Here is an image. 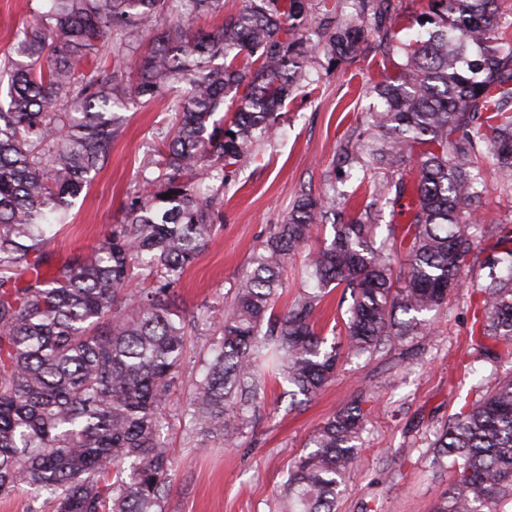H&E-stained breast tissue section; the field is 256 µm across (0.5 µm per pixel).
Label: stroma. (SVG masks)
I'll return each mask as SVG.
<instances>
[{"label": "stroma", "mask_w": 512, "mask_h": 512, "mask_svg": "<svg viewBox=\"0 0 512 512\" xmlns=\"http://www.w3.org/2000/svg\"><path fill=\"white\" fill-rule=\"evenodd\" d=\"M44 8L45 0H0V65L12 53L16 28ZM391 66L375 51L352 62L317 55L284 109L278 136L261 144L226 184L211 240L174 289V304L184 315L220 320L253 247L284 222L299 193L321 194L330 179L363 201L356 191L363 173L340 164L338 146L372 110L373 87ZM169 98L161 93L128 112L107 164L48 246L55 267L89 251L123 221L145 160L169 131ZM468 306V292H460L434 313L431 335L384 354L343 359L334 378L303 407L289 409L281 388L269 386L260 411L247 412L236 446L192 447L178 420H171L174 475L165 512H277L285 475L310 436L357 398L367 429L336 512H432L450 477L432 473L425 448L464 398H478L480 389L512 372V358L476 362Z\"/></svg>", "instance_id": "1"}]
</instances>
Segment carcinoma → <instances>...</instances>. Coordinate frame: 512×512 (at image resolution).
<instances>
[{
    "instance_id": "carcinoma-1",
    "label": "carcinoma",
    "mask_w": 512,
    "mask_h": 512,
    "mask_svg": "<svg viewBox=\"0 0 512 512\" xmlns=\"http://www.w3.org/2000/svg\"><path fill=\"white\" fill-rule=\"evenodd\" d=\"M15 38L0 99V496L22 486L49 494L51 512H164L172 481L163 437L176 403L187 444H237L267 386L288 384L291 407L335 375L346 354L379 353L427 336L425 314L472 289L478 358L512 357V219L484 220L483 164L512 191V44L499 36L502 0H425L414 21L426 34L395 36L392 0H353L354 13L318 0L324 25L303 24L313 0H244L207 32L188 20L224 11V0H46ZM138 78L107 63L138 50ZM397 57L377 83L380 106L340 157L403 199L404 221L378 244L377 193L330 242L308 251L314 287L278 308L281 272L330 218L321 196L300 194L283 224L253 251L230 307L187 380L196 324L172 303L183 273L205 250L224 183L258 142L320 51L354 60L369 32ZM169 135L145 166L141 193L97 248L51 275L47 246L67 223L123 133L124 112L172 82ZM234 110L215 118L221 105ZM489 253L488 282L470 258ZM138 271L144 287L126 286ZM350 292L339 335L317 328L330 289ZM363 400L331 414L284 483L283 512H335L336 489L355 469L367 416ZM433 472L451 470L434 512H507L512 505V377L464 400L434 435Z\"/></svg>"
}]
</instances>
